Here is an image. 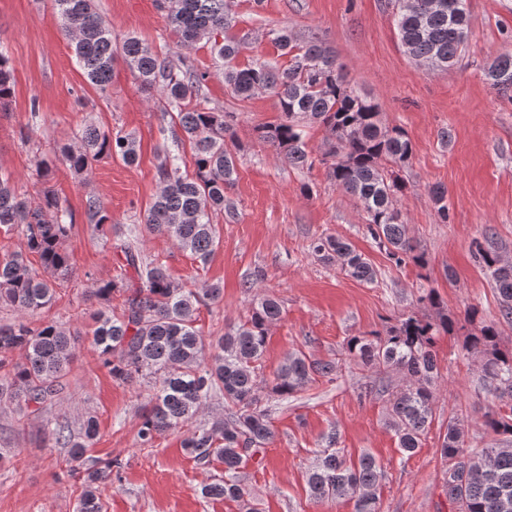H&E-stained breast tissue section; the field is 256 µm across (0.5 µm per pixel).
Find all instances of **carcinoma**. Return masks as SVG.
Returning <instances> with one entry per match:
<instances>
[{
  "label": "carcinoma",
  "instance_id": "1",
  "mask_svg": "<svg viewBox=\"0 0 512 512\" xmlns=\"http://www.w3.org/2000/svg\"><path fill=\"white\" fill-rule=\"evenodd\" d=\"M64 36L70 41L87 80L101 90L112 82L114 63L120 57L142 87L158 91L176 111L171 118L175 143H190L194 170L179 176L180 157L164 149L158 155L157 174L163 182L147 210L148 230L165 234L177 246L202 262L220 242L214 218L235 215L225 190L233 184L235 155L226 140H234L233 115L201 106L207 73L189 64L190 52L202 41L224 63V85L231 95L247 99L257 91L277 98L281 119L255 128L256 138L276 151L286 164L311 169L326 167L336 186L356 197L366 213V230L379 249L397 265L408 261L422 268L423 255L415 253L407 224L397 207L402 192L398 170L408 163L412 145L405 132L382 124L375 99L357 92L345 80L336 57L316 41L296 42L286 29L273 32L274 41L290 56L286 68L260 63L241 68L235 60L245 42L230 34L232 17L227 0H159L168 23L178 36L176 48L182 67L177 69L149 44L128 37L112 41V29L97 11L95 0H53ZM431 0H394L395 22L408 55L431 66L448 69L465 44L468 0H445L446 8L430 9ZM425 18H419V15ZM489 84L499 91L512 90V55L495 59L484 68ZM11 95V68L0 54V103ZM309 118L328 133L321 157L312 156L303 140L299 121ZM61 160L78 177L94 161L117 156L127 164L138 159L134 137L83 124L77 141L59 149ZM447 192L431 189V200L443 221H448ZM74 229L72 213L57 192L48 189L37 199L16 191L10 177L0 175V230L17 236L19 250L0 258V307L18 317L0 323V403L9 402L26 414L45 413L66 394L67 375L75 356L76 338L55 320L33 327L25 320L50 307L58 282L71 268L68 241ZM322 259L334 261L349 277L372 283L377 270L351 243L334 236L311 244ZM124 267L137 282L130 286L125 273L103 281L93 295L110 305L123 296L121 316L98 311L91 346L100 363L118 383L147 384L135 441L151 447L164 433L188 427L183 448L198 465L216 461L223 473L201 488V496L239 500L246 495L243 470L265 452L273 438L268 402L286 399L319 378L333 380L336 365L302 352L288 354L273 378L264 376L268 327L281 316L280 303L269 296L252 307L249 317L224 329L216 342L206 340L197 327V311L222 295L215 284L175 283L166 268L143 257L130 241L118 245ZM472 251L494 281L501 315L512 318V264L504 262L493 234L472 241ZM39 261L34 267L30 257ZM453 323L441 316L432 320L411 312L374 338L354 336L346 351L359 365L380 375L368 394L388 395L390 427L402 452L412 455L433 421L435 345ZM497 332L483 326L465 338L466 348L483 356L488 385L504 404L487 411L483 425L501 437L479 452L465 447L464 432L454 418L448 420L440 455L444 462L442 487L453 512H512V350L496 345ZM21 359L13 358L14 352ZM395 370L411 380L392 391L381 374ZM224 400L227 414L210 423L191 426L206 403ZM43 431L67 449L71 476L81 483L78 512H103L99 485L120 479L119 458L101 459L91 454L99 433L98 420L88 415L78 431L68 422L48 417ZM315 462L307 473L310 496L316 500L355 499L356 512H378L377 490L383 467L365 452L357 461L346 458L338 437H321Z\"/></svg>",
  "mask_w": 512,
  "mask_h": 512
}]
</instances>
